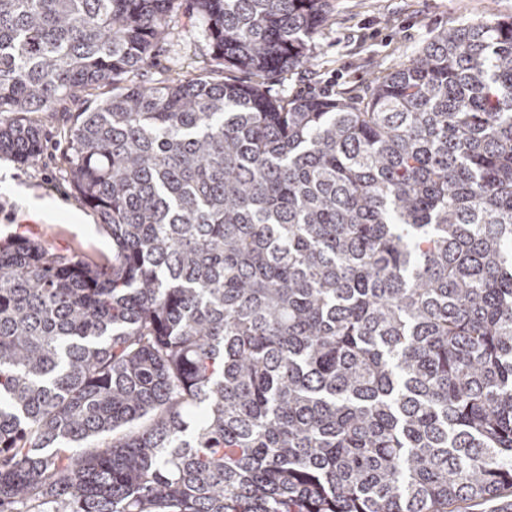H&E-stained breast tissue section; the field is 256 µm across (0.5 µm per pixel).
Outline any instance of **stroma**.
Returning a JSON list of instances; mask_svg holds the SVG:
<instances>
[{
	"instance_id": "stroma-1",
	"label": "stroma",
	"mask_w": 512,
	"mask_h": 512,
	"mask_svg": "<svg viewBox=\"0 0 512 512\" xmlns=\"http://www.w3.org/2000/svg\"><path fill=\"white\" fill-rule=\"evenodd\" d=\"M512 17V0H328V20L315 34L313 67L263 82L272 98H336L410 60L438 29L488 15ZM172 34L155 56L129 74L130 83L207 74L211 49L195 14L180 9ZM111 85L93 89L87 102L65 100L41 122L37 161L0 158V237L31 239L44 247L93 262L112 258V242L67 181L61 161L64 133L76 113L111 95Z\"/></svg>"
}]
</instances>
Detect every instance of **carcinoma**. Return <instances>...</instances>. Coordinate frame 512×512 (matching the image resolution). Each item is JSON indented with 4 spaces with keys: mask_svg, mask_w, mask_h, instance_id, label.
<instances>
[{
    "mask_svg": "<svg viewBox=\"0 0 512 512\" xmlns=\"http://www.w3.org/2000/svg\"><path fill=\"white\" fill-rule=\"evenodd\" d=\"M328 0H191L312 65ZM181 0H0V156L101 84L65 170L93 265L0 240V512H459L512 496V17L361 94L122 84Z\"/></svg>",
    "mask_w": 512,
    "mask_h": 512,
    "instance_id": "cac0c4a2",
    "label": "carcinoma"
}]
</instances>
